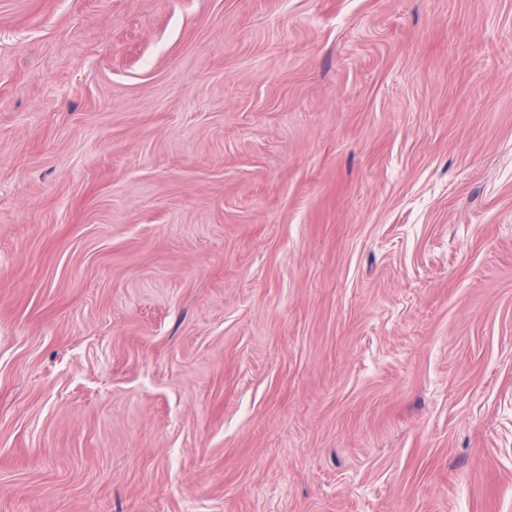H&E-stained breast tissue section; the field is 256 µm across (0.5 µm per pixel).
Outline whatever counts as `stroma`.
Returning <instances> with one entry per match:
<instances>
[{"mask_svg":"<svg viewBox=\"0 0 512 512\" xmlns=\"http://www.w3.org/2000/svg\"><path fill=\"white\" fill-rule=\"evenodd\" d=\"M0 512H512V0H0Z\"/></svg>","mask_w":512,"mask_h":512,"instance_id":"35a3bbf8","label":"stroma"}]
</instances>
